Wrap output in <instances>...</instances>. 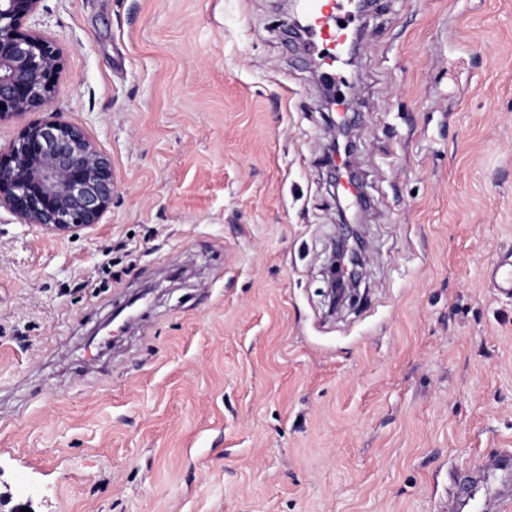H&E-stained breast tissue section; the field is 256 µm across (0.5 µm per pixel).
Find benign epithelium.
<instances>
[{
	"mask_svg": "<svg viewBox=\"0 0 512 512\" xmlns=\"http://www.w3.org/2000/svg\"><path fill=\"white\" fill-rule=\"evenodd\" d=\"M41 0H0V123L21 122L9 150L0 153V207L23 224L57 236L100 222L117 181L111 160L84 129L48 107L62 67L60 50L23 28ZM43 110L40 119L24 120ZM329 259V308L338 311L360 294L364 240L357 224L341 225Z\"/></svg>",
	"mask_w": 512,
	"mask_h": 512,
	"instance_id": "obj_1",
	"label": "benign epithelium"
}]
</instances>
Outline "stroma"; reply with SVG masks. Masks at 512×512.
<instances>
[{
  "label": "stroma",
  "instance_id": "stroma-1",
  "mask_svg": "<svg viewBox=\"0 0 512 512\" xmlns=\"http://www.w3.org/2000/svg\"><path fill=\"white\" fill-rule=\"evenodd\" d=\"M364 24L332 85L369 254L331 316L335 114L284 0L24 21L118 189L74 237L0 208L5 512H450L512 449V293L487 278L512 252V0H376Z\"/></svg>",
  "mask_w": 512,
  "mask_h": 512
}]
</instances>
